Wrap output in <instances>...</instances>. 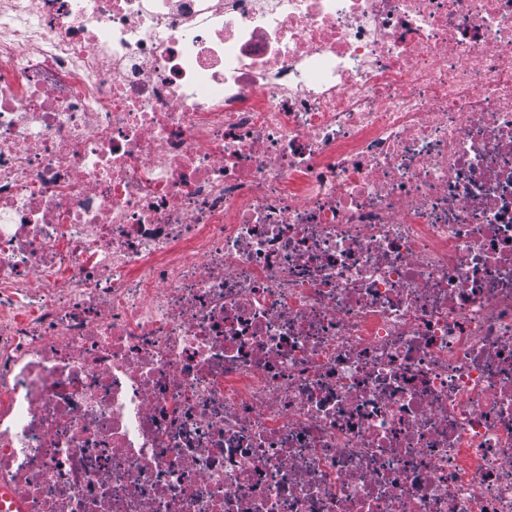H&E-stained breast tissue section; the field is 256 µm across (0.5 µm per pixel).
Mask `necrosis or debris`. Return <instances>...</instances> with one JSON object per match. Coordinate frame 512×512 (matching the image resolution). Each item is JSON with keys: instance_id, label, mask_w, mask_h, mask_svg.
Returning <instances> with one entry per match:
<instances>
[{"instance_id": "4bbe7bcc", "label": "necrosis or debris", "mask_w": 512, "mask_h": 512, "mask_svg": "<svg viewBox=\"0 0 512 512\" xmlns=\"http://www.w3.org/2000/svg\"><path fill=\"white\" fill-rule=\"evenodd\" d=\"M0 512H512V0H0Z\"/></svg>"}]
</instances>
